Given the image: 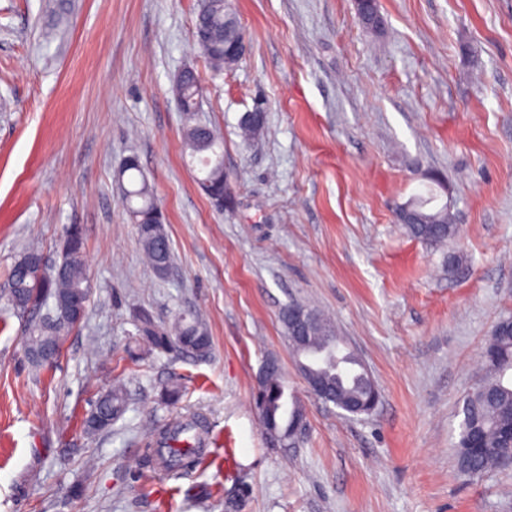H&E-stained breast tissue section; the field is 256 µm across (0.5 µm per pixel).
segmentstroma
Wrapping results in <instances>:
<instances>
[{"mask_svg": "<svg viewBox=\"0 0 512 512\" xmlns=\"http://www.w3.org/2000/svg\"><path fill=\"white\" fill-rule=\"evenodd\" d=\"M0 0V289L38 248L59 262L79 225L90 300L55 364L25 355L26 317L0 301V512H512V466L462 475L458 411L494 325L512 317V0H231L245 57L211 79L193 39L199 0ZM194 69L197 123L224 136L237 207L218 209L185 158L173 93ZM263 101L264 134L238 121ZM136 156L164 214L167 277L142 258L117 171ZM434 189L459 234L405 235L395 209ZM328 314L380 400L351 416L311 395L280 321ZM183 313L202 357L148 350L134 320ZM277 357L306 410L291 448L252 400ZM180 378L178 406L159 401ZM112 428L83 420L113 385ZM199 413L211 460L137 470L152 430ZM128 394L123 385H114L97 400L94 413L85 419L86 433L96 435L99 432L112 427V423L118 420L127 410Z\"/></svg>", "mask_w": 512, "mask_h": 512, "instance_id": "obj_1", "label": "stroma"}]
</instances>
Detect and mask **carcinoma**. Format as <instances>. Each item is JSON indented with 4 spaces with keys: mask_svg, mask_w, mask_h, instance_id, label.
Segmentation results:
<instances>
[{
    "mask_svg": "<svg viewBox=\"0 0 512 512\" xmlns=\"http://www.w3.org/2000/svg\"><path fill=\"white\" fill-rule=\"evenodd\" d=\"M197 46L206 60L210 74L217 77L231 67L232 62L224 56V50L245 40L240 22L230 5L214 6L212 0H201L195 20ZM174 92L182 111L190 115L195 112L202 98L203 87L199 77L192 70L182 71L174 85ZM266 128V113L261 109L244 113L238 129L243 141L259 138ZM186 150L191 159L200 164L198 182L207 195L219 190H230V183L224 172V150L217 133L198 123L186 124L183 131ZM119 178L127 179L126 206L131 222L136 224L144 257L155 273L168 275L173 264L170 242H161L157 224H164V217L157 205L150 187L144 180L139 162L126 158L120 167ZM406 233L429 245H443L458 233L453 215L448 206L435 212L419 210L403 218ZM24 264L19 260L12 266L8 277V288L1 298L19 314L41 310L58 298L70 296L77 299L86 297L89 288L87 267L74 263L68 247H63L61 262L45 276L32 272L23 273ZM318 322L308 330V338L295 336L288 323V308H283L280 319L288 344L299 369L308 364L307 358L316 350H322L339 340L336 327L329 317L311 309ZM83 319L61 324L54 323L52 314L29 324L26 336V356L35 367L43 366L40 354L50 348L61 350L65 332L79 326ZM138 335L149 349L168 353H191L203 356L208 353L211 342L207 329L196 320L186 316H174L171 325H157L153 317L142 312L136 319ZM357 365L349 352L332 361H325L314 368L311 375L319 380L326 391L322 400L347 411L355 396L366 400L379 397L374 390L369 374L365 370L344 375L339 363ZM512 371V325L505 318L491 331L488 347L483 357V378L463 401L459 432L455 441L457 469L477 478L501 465L500 449L509 447L508 434L512 430V383L505 380ZM284 387V380L276 373L264 377L255 395V404L265 432L278 431L280 444L288 445V424L304 418L299 404H294L283 416L278 409V393ZM128 394L124 386H112L97 400L94 413L85 419L86 433L96 435L112 427L127 410ZM480 435L482 450L469 451L468 441L472 434ZM210 430L199 415L180 418L159 432L149 456L158 469L165 472L195 468L204 463Z\"/></svg>",
    "mask_w": 512,
    "mask_h": 512,
    "instance_id": "carcinoma-1",
    "label": "carcinoma"
}]
</instances>
